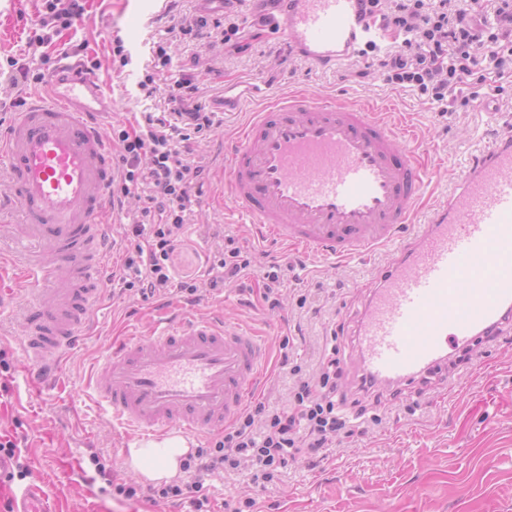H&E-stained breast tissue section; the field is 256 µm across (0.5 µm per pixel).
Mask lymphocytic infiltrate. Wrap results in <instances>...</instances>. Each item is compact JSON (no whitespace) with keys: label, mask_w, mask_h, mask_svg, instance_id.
Returning a JSON list of instances; mask_svg holds the SVG:
<instances>
[{"label":"lymphocytic infiltrate","mask_w":512,"mask_h":512,"mask_svg":"<svg viewBox=\"0 0 512 512\" xmlns=\"http://www.w3.org/2000/svg\"><path fill=\"white\" fill-rule=\"evenodd\" d=\"M246 0H224L223 18L195 16L182 26L190 34L214 26L224 30V42L241 50L239 13ZM370 18L394 36V47L378 55L376 45L363 55H378L386 83L428 97L444 105L448 101L469 104L478 92L464 87L476 67L503 75L512 71V0H498L487 10L482 0H365ZM166 112H144L117 133L121 165L113 181L117 207L148 188L146 202L132 224L124 229L125 248L112 277L127 291L147 299L178 292L194 299L200 292L216 291L235 282L253 264L234 237L215 227L211 237L218 246L213 263L203 277L174 282L168 260L195 213L209 169L184 144L210 136L216 115L205 105L170 93ZM337 348L322 356L312 378L301 379L281 407L258 404L241 415L224 433L198 448L182 468L190 481L158 487L133 483L117 485L128 498L154 500L191 498L195 512H205L210 501L202 497L206 478L216 472L232 476L247 473L250 481L266 486L277 480L288 463L314 464L324 457L339 434L354 436L359 426L339 413L336 381L340 374Z\"/></svg>","instance_id":"lymphocytic-infiltrate-1"}]
</instances>
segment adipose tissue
<instances>
[{
  "label": "adipose tissue",
  "instance_id": "1",
  "mask_svg": "<svg viewBox=\"0 0 512 512\" xmlns=\"http://www.w3.org/2000/svg\"><path fill=\"white\" fill-rule=\"evenodd\" d=\"M188 441L180 436L147 440L131 444L127 465L143 481L169 483L181 475V464L189 453Z\"/></svg>",
  "mask_w": 512,
  "mask_h": 512
}]
</instances>
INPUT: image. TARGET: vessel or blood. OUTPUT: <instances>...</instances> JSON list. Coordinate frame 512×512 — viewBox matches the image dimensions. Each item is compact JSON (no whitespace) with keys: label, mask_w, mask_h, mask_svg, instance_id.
Masks as SVG:
<instances>
[{"label":"vessel or blood","mask_w":512,"mask_h":512,"mask_svg":"<svg viewBox=\"0 0 512 512\" xmlns=\"http://www.w3.org/2000/svg\"><path fill=\"white\" fill-rule=\"evenodd\" d=\"M272 21L291 52L335 67L387 32L361 0H286ZM112 103L97 78L57 65L43 94L0 131V230L39 248L18 255L19 344L34 388L55 383L102 296L114 217ZM411 128L367 104L303 91L250 113L224 153L220 194L288 249L338 260L398 251L373 282L354 330L357 369L373 384L414 387L446 369L450 348L512 330V115L478 148L447 197L428 204L435 167ZM412 142L400 151V141ZM21 210L24 223L12 224ZM270 360L265 340L223 316L166 305L142 336L121 339L98 377L102 398L135 438L201 437L233 424ZM12 512H58L42 486L9 493Z\"/></svg>","instance_id":"obj_1"}]
</instances>
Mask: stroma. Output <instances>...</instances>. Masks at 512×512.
Instances as JSON below:
<instances>
[{
    "label": "stroma",
    "instance_id": "obj_1",
    "mask_svg": "<svg viewBox=\"0 0 512 512\" xmlns=\"http://www.w3.org/2000/svg\"><path fill=\"white\" fill-rule=\"evenodd\" d=\"M199 9L198 0H156L147 11L138 0H88L83 17L52 45L31 48L27 41L41 28L43 2L15 0L12 11H0V124L9 121L18 95L43 89L35 80L17 89L14 79L22 67L35 78L63 58L92 69L112 99V113L104 119L108 131L132 121L134 114L164 110L162 98L140 95L137 83L146 74L159 72L162 85L171 88L190 81L192 100L217 112L218 123L208 139L188 143L194 155L209 162L211 177L192 224L170 256L171 272L179 281L204 273L213 249L207 234L211 224L223 225L256 262L223 292L186 301L188 313L220 312L230 324L266 336L270 367L249 405L287 400L292 381L281 368L279 349L287 336L294 339V360L310 366L325 336L337 334L344 367L340 384L355 394L354 316L366 284L391 262L393 249L339 263L258 237L255 225L218 199L224 147L250 112L281 94L301 89L322 100L372 101L409 125L430 163L439 166L428 198L440 200L494 129L493 112H512V74L498 79L489 109L473 102L445 113L424 97L387 85L377 67H366L357 56L326 70L293 54H275L286 39L267 31L242 54L228 53L217 30L199 37L172 32V25ZM119 42L132 56L129 65L113 51ZM162 51L168 63L161 68ZM272 73L278 81L271 85ZM274 262L291 269L281 285V305L272 310L261 292L263 274ZM303 294L308 300L302 309L297 299ZM178 298L174 292L164 299H132L109 285L78 345L63 356V385L40 394L28 392L24 383L25 357L17 342L22 304L0 307V351L11 364L0 378L7 386L0 393V430L16 437L22 462L36 461L28 477H40L64 512H193L187 498L153 502L114 492V485L136 479L126 465L131 440L113 423L95 381L113 340L136 328L149 329L151 313ZM380 398L386 408L382 423L370 426L363 438L337 439L315 465L289 464L278 484L265 490L217 474L205 482L204 494L218 504L255 499V512H512V333L453 350L448 377L437 390L396 399L384 391ZM99 462L111 479L96 471Z\"/></svg>",
    "mask_w": 512,
    "mask_h": 512
}]
</instances>
